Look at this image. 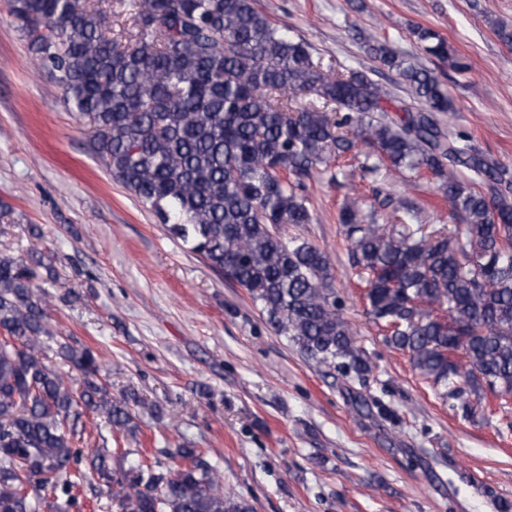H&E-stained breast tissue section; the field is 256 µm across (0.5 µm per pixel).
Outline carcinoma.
<instances>
[{"instance_id":"cac0c4a2","label":"carcinoma","mask_w":512,"mask_h":512,"mask_svg":"<svg viewBox=\"0 0 512 512\" xmlns=\"http://www.w3.org/2000/svg\"><path fill=\"white\" fill-rule=\"evenodd\" d=\"M29 49L63 91L113 179L150 206L172 235L244 289L268 324L319 368L363 383L370 358L333 287L328 255L287 225L314 223L304 180L363 145L361 169L385 179L440 180L458 223L416 215L380 224L358 197L338 221L371 320L387 345L444 401L475 415L469 396L512 401V202L498 162L444 131L452 100L433 69L386 44L368 51L409 84L415 104L363 70L325 63L253 0H141L130 24L97 0H11ZM424 52L453 68L448 42L416 31ZM43 253L0 257V512H42L47 492L70 496L91 474L126 491L131 512H253L224 493L197 448H163L173 467L129 452L75 446L93 413L136 436L128 397L101 381L100 355L55 338L40 281ZM82 375L65 385L47 351Z\"/></svg>"}]
</instances>
